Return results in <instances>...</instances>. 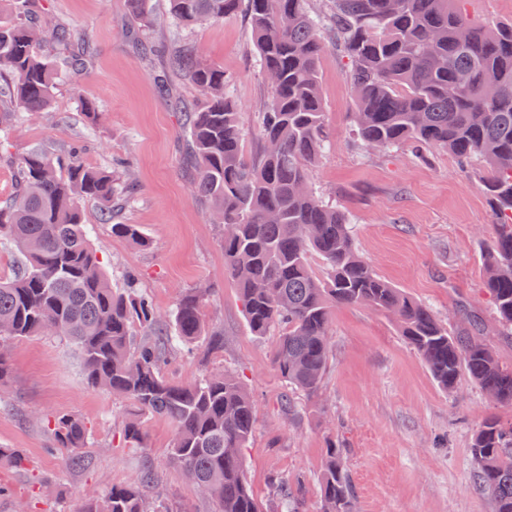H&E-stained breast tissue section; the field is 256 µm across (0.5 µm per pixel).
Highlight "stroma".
Returning a JSON list of instances; mask_svg holds the SVG:
<instances>
[{"label": "stroma", "mask_w": 512, "mask_h": 512, "mask_svg": "<svg viewBox=\"0 0 512 512\" xmlns=\"http://www.w3.org/2000/svg\"><path fill=\"white\" fill-rule=\"evenodd\" d=\"M40 3L51 25L77 34L84 65L60 80L46 111L19 113L0 141V153L39 147L64 155L77 142L87 165L128 164L135 193L123 220L139 225L149 245L113 237L100 204L85 199L81 207L92 243L111 283L123 288L127 272H135L139 290L160 313H169L185 289L209 287L208 333L191 356L175 358L166 375L187 383L229 371L250 393L255 434L243 460L256 499L273 507V483L297 479L305 512H321L319 476L333 438L347 456L355 512H493L471 479L470 443L486 416L512 420V408L490 400L465 376L454 391L442 389L384 313L360 305L334 309L332 355L320 392L314 398L295 393L293 411L284 409L287 385L272 362L277 336L250 333L239 291L224 270L222 230L190 189L176 104L197 92L175 74L166 91H159L155 77L163 63L142 50L148 43L183 38L223 67L226 91L244 114L245 151L253 157L260 150L257 130L270 89L247 16L182 30L169 18L168 0H152L156 24L135 41L128 35L135 24L125 0ZM348 69L347 58L327 47L319 72L329 148L312 168L314 190L347 215L356 247L375 273L428 305L448 328H464L457 310L472 306L484 323L486 342L512 364V336L502 335L484 288L483 256L496 228L480 189L481 165L461 172L456 158L440 147L421 156L407 147L363 148L351 117ZM88 102L97 120L85 116ZM4 351L12 374L0 408V446L21 449L28 466L21 472L0 467V483L14 494L0 499V512H16L21 501L30 512H59L130 482L149 462L180 512H208L196 485L170 457V423L146 418L144 446L129 447L123 437L129 401L87 381L73 344L30 336L8 341ZM63 414L80 417L90 430L87 469L66 470L47 452L46 420ZM46 475L55 476L53 488L42 486Z\"/></svg>", "instance_id": "1"}]
</instances>
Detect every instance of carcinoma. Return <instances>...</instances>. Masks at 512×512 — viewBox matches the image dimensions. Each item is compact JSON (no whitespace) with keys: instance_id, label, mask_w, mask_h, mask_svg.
I'll use <instances>...</instances> for the list:
<instances>
[{"instance_id":"obj_1","label":"carcinoma","mask_w":512,"mask_h":512,"mask_svg":"<svg viewBox=\"0 0 512 512\" xmlns=\"http://www.w3.org/2000/svg\"><path fill=\"white\" fill-rule=\"evenodd\" d=\"M16 20L0 22V135L17 111L44 112L59 79L56 59L39 52L42 12L31 0H10ZM152 0H126L133 21L152 23ZM306 0H169L182 26L222 21L245 10L269 85L262 113L263 151L244 152L242 113L224 92V68L206 63L190 43L152 47L166 54L198 92L180 104L193 194L220 218L224 269L238 288L249 331L276 330V370L291 391L315 394L328 368L331 313L366 305L395 317L444 390L465 374L494 402L512 407V365L483 339L484 324L462 305L468 328L452 330L428 306L380 278L358 254L349 220L309 185V169L328 144L319 60L326 48L319 19ZM337 44L349 60L358 140L368 150L403 145L421 153L447 149L464 168L483 164L482 188L492 204L497 234L484 256L485 288L499 323L512 329V20L490 28L470 21L462 0H327ZM72 69L84 48L71 30L49 32ZM13 195L0 201V239L20 255L14 276L0 280V341L55 335L80 352L89 382L135 402L124 437L132 448L146 439L142 418L159 416L174 429L171 455L205 487L211 512H264L250 491L242 449L255 425L253 401L230 373L176 384L168 358L206 334L207 292L191 288L167 315L135 291L108 282L85 224L79 199L102 204L112 236L146 245L138 225L118 220L115 201L134 193L128 179L88 167L79 152L63 159L30 149L12 161ZM321 260V273L310 255ZM52 448H63L64 468L86 469L81 452L90 432L71 415L49 421ZM473 483L487 492L494 512H512V421L484 420L472 437ZM26 457L0 448V466L21 470ZM320 492L324 512H354L343 449L326 448ZM278 512H300L298 486L274 484ZM69 512H174L162 498L157 470L143 466L132 482L90 497Z\"/></svg>"}]
</instances>
